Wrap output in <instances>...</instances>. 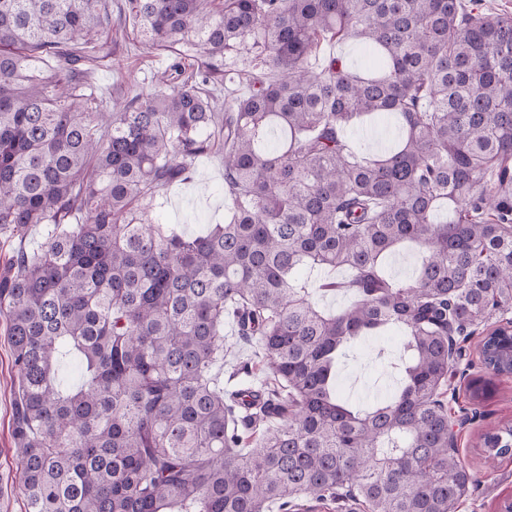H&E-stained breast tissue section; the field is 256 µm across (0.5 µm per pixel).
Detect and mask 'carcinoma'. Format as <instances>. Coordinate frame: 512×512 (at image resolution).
Returning <instances> with one entry per match:
<instances>
[{"label": "carcinoma", "instance_id": "obj_1", "mask_svg": "<svg viewBox=\"0 0 512 512\" xmlns=\"http://www.w3.org/2000/svg\"><path fill=\"white\" fill-rule=\"evenodd\" d=\"M0 0V234L47 236L0 270L17 375L13 436L26 512H456L473 476L447 394L461 342L512 373V15L464 0ZM131 27L173 62L107 104L82 65ZM327 38L378 52L382 69ZM195 53L187 74L180 48ZM253 69L232 70L241 52ZM53 60L44 72L40 64ZM249 93L224 101L227 75ZM393 123L377 153L348 133ZM224 152L222 224L150 221L159 193ZM413 271L388 272L404 244ZM355 296L319 307L297 277ZM274 383L224 389V325ZM401 331L398 386L360 408L339 357ZM512 455V424L481 435ZM324 51H334L342 54L352 66L359 71L365 70L370 65L368 56L364 53L361 46L353 41L336 43V41H326L322 44Z\"/></svg>", "mask_w": 512, "mask_h": 512}]
</instances>
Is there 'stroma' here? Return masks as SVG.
I'll list each match as a JSON object with an SVG mask.
<instances>
[{"label":"stroma","instance_id":"stroma-1","mask_svg":"<svg viewBox=\"0 0 512 512\" xmlns=\"http://www.w3.org/2000/svg\"><path fill=\"white\" fill-rule=\"evenodd\" d=\"M116 52L121 70L103 62L88 74V81L104 100L126 95L132 90L151 87L157 75L171 62L169 53L151 51L130 39L119 41ZM160 204L151 212L152 219L170 225L187 236L203 233L212 224L223 223L229 201L224 194V163L221 153L200 158L190 182L165 189ZM6 323L0 318V512H25L22 495L17 488L19 461L14 452L11 429V401L15 371L12 367ZM397 344L395 333L370 338L342 358L337 388L353 403L371 397V385L389 372L390 357ZM477 339L466 344L468 367L456 376V400L452 410L476 407L475 419L463 422L456 429V446L476 482L468 492L459 512H498L503 501L512 499V457L485 461L479 437L485 431L512 423V376L494 377L485 399L472 402L469 383L482 373Z\"/></svg>","mask_w":512,"mask_h":512}]
</instances>
